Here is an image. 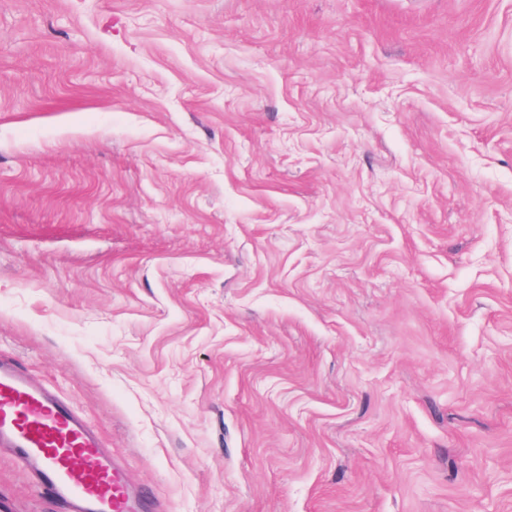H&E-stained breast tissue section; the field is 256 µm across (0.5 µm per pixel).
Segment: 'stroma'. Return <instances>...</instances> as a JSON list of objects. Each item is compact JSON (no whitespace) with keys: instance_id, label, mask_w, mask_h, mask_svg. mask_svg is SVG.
Returning a JSON list of instances; mask_svg holds the SVG:
<instances>
[{"instance_id":"35a3bbf8","label":"stroma","mask_w":512,"mask_h":512,"mask_svg":"<svg viewBox=\"0 0 512 512\" xmlns=\"http://www.w3.org/2000/svg\"><path fill=\"white\" fill-rule=\"evenodd\" d=\"M0 354L156 512H512V0H0Z\"/></svg>"}]
</instances>
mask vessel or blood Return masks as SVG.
I'll list each match as a JSON object with an SVG mask.
<instances>
[{
  "instance_id": "1",
  "label": "vessel or blood",
  "mask_w": 512,
  "mask_h": 512,
  "mask_svg": "<svg viewBox=\"0 0 512 512\" xmlns=\"http://www.w3.org/2000/svg\"><path fill=\"white\" fill-rule=\"evenodd\" d=\"M0 448L65 512L149 508L147 494L131 489L98 431L9 357L0 358Z\"/></svg>"
}]
</instances>
